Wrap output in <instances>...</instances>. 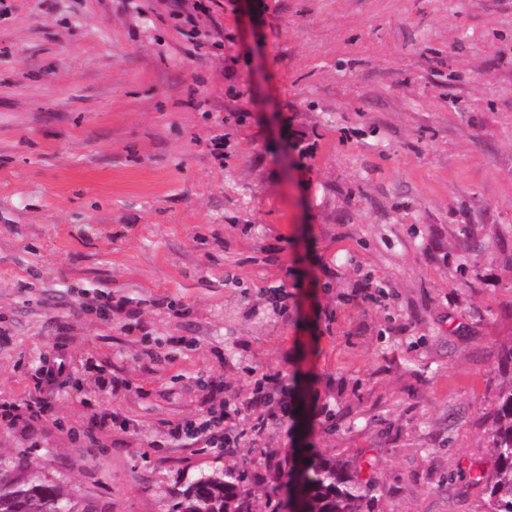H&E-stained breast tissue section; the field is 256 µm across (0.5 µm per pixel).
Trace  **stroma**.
Listing matches in <instances>:
<instances>
[{
  "label": "stroma",
  "instance_id": "obj_1",
  "mask_svg": "<svg viewBox=\"0 0 512 512\" xmlns=\"http://www.w3.org/2000/svg\"><path fill=\"white\" fill-rule=\"evenodd\" d=\"M8 4L0 400L49 412L0 426V455L100 512H169L228 468L273 512L295 464L333 457L371 464L374 512H484L512 0ZM60 351L68 384L38 383ZM265 375L287 425L253 403ZM227 400L235 444H172Z\"/></svg>",
  "mask_w": 512,
  "mask_h": 512
}]
</instances>
